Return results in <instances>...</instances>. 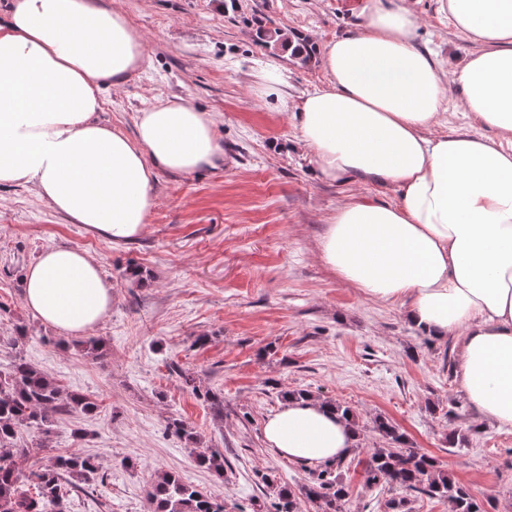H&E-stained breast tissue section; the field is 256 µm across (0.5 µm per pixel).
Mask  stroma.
<instances>
[{"mask_svg": "<svg viewBox=\"0 0 512 512\" xmlns=\"http://www.w3.org/2000/svg\"><path fill=\"white\" fill-rule=\"evenodd\" d=\"M95 2L126 15L146 55L126 82L104 84L102 118L131 136L137 112L183 99L211 114L224 162L188 176L158 173L148 222L122 245L68 223L26 187L0 186V371L22 354L63 390L98 404L46 438L23 431L25 468L71 452L97 458V474L70 492L67 512H146L159 471L223 500L228 512H265L261 474L295 491L309 477L264 438L283 385L359 417L357 450L341 470L349 488L343 512H384L395 495L365 482L372 450L385 445L373 429L379 415L467 486L485 512H512V428L468 401L452 345L414 328L402 301L366 299L321 259L319 241L339 204L393 203L396 195L317 178L295 119L258 77L267 61L280 63L282 95L292 101L325 86L315 54L355 31L360 0ZM407 3L418 18L417 46L444 70L473 51L439 0ZM262 24L305 37L312 58L265 46ZM57 246L86 251L112 284V309L90 331L103 357L85 355L74 337L41 324L24 304L26 268ZM135 267L145 283L129 279ZM186 373L200 393L185 386ZM205 390L223 395V413L202 398ZM173 417L194 428L198 444L168 432ZM214 450L224 456L220 479L196 462Z\"/></svg>", "mask_w": 512, "mask_h": 512, "instance_id": "obj_1", "label": "stroma"}]
</instances>
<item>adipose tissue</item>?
Wrapping results in <instances>:
<instances>
[{
    "instance_id": "adipose-tissue-1",
    "label": "adipose tissue",
    "mask_w": 512,
    "mask_h": 512,
    "mask_svg": "<svg viewBox=\"0 0 512 512\" xmlns=\"http://www.w3.org/2000/svg\"><path fill=\"white\" fill-rule=\"evenodd\" d=\"M476 48L444 80L415 44L405 0H361L360 29L322 50L326 86L292 108L325 181L395 189L394 203L337 206L321 256L367 298L407 300L414 327L452 339L469 401L512 427V0H444ZM144 54L117 9L93 0H10L0 24V185L31 188L69 223L115 243L139 237L158 172L223 164L208 113L165 100L137 113L136 134L105 124L101 84L120 85ZM491 136L434 134L448 85ZM24 300L61 334L78 336L115 296L85 251L54 247L28 266ZM266 442L288 461L349 457L358 436L313 398L287 399Z\"/></svg>"
}]
</instances>
